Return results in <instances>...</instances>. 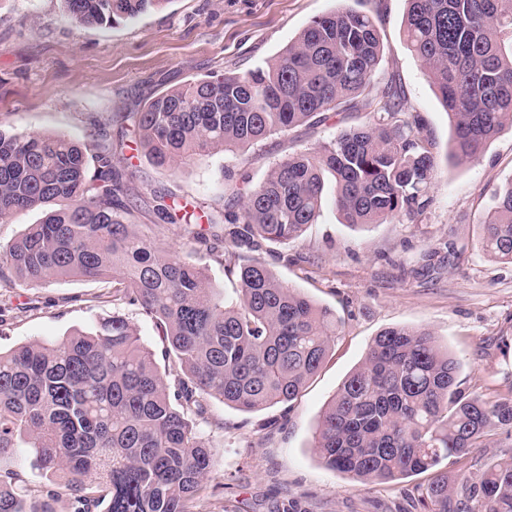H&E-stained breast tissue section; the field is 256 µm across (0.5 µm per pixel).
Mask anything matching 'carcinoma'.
Listing matches in <instances>:
<instances>
[{
  "label": "carcinoma",
  "instance_id": "obj_1",
  "mask_svg": "<svg viewBox=\"0 0 512 512\" xmlns=\"http://www.w3.org/2000/svg\"><path fill=\"white\" fill-rule=\"evenodd\" d=\"M169 0H64L80 27L115 25ZM404 33L453 126L450 156L477 161L512 129V0H407ZM384 52L371 17L346 6L312 20L271 62L245 74L195 78L121 115L128 135L160 168L216 150L234 151L329 112L370 86ZM367 120L317 151L276 163L234 193L221 215L227 300L206 269L157 243L153 228L191 226L159 198L156 224H134L112 134L90 146L60 135L0 127V220L41 209L7 248L0 279L112 278V305L139 307L164 340L176 378L159 371L135 324L112 314L86 331L0 351V512H56L55 494L27 502L16 449L62 486L73 512H190L211 466L193 427L207 398L242 411L296 400L321 368L336 314L273 274L255 252L301 237L320 213L324 175L346 224L402 221L429 206L437 176L433 143L404 112L390 82L368 102ZM480 245L512 263V178L495 193ZM459 362L424 328L389 327L319 416L315 449L324 466L365 483L431 472L428 512H512V457L488 463L461 485L439 469L512 437V386L493 401L460 390Z\"/></svg>",
  "mask_w": 512,
  "mask_h": 512
}]
</instances>
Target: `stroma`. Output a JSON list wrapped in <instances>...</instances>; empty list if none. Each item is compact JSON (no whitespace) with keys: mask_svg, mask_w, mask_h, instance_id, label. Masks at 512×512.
I'll return each mask as SVG.
<instances>
[{"mask_svg":"<svg viewBox=\"0 0 512 512\" xmlns=\"http://www.w3.org/2000/svg\"><path fill=\"white\" fill-rule=\"evenodd\" d=\"M372 17L385 52L363 96L340 104L318 124H304L250 148L219 151L174 170L125 148L120 165L137 207L132 221H154V199L166 195L187 211L223 209L243 183L262 181L280 159L314 151L361 121L366 99L387 81L404 95L421 133L435 144L438 176L431 202L414 219L346 225L326 185L320 214L300 239L264 243L261 258L277 278L332 309L339 329L318 373L290 405L253 412L211 398L195 426L212 456L191 512H420L428 474L361 484L325 468L312 437L343 379L388 327H422L460 362L466 394L493 400L512 387V265L477 246L495 190L512 178V131L491 141L480 161L451 159L452 129L427 70L404 35L406 0H348ZM337 0H168L120 25L78 28L63 0H0V122L19 132L59 134L92 143L97 128L135 112L162 91L203 75L243 74L274 60ZM158 235L168 252L207 266L226 298L236 285L214 251L191 252L183 226ZM104 283L64 278L22 286L0 280V350L87 329L120 311L154 352V323L133 306L113 308ZM512 455L500 431L486 447L448 464V480Z\"/></svg>","mask_w":512,"mask_h":512,"instance_id":"stroma-1","label":"stroma"}]
</instances>
